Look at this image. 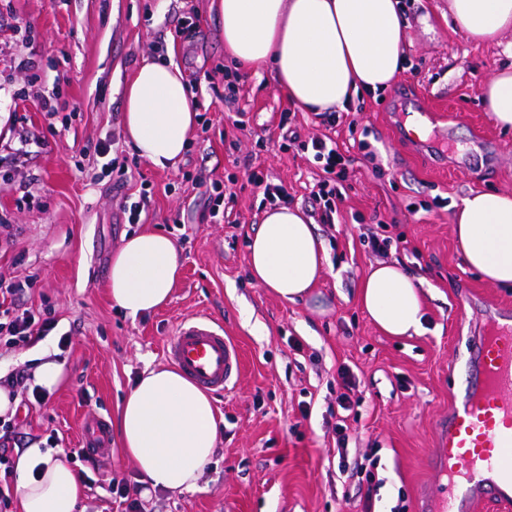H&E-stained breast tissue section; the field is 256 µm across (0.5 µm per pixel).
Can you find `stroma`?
Returning <instances> with one entry per match:
<instances>
[{
    "label": "stroma",
    "instance_id": "obj_1",
    "mask_svg": "<svg viewBox=\"0 0 512 512\" xmlns=\"http://www.w3.org/2000/svg\"><path fill=\"white\" fill-rule=\"evenodd\" d=\"M402 3L405 69L384 92L355 96L337 125L347 178L335 221L324 224L309 196L313 155L281 149L278 124L288 118L306 141L325 128L292 108L271 69L236 72L214 0H0V279L23 283L19 308L54 322L34 344L0 343V376L29 374L44 352L64 365L52 391L29 377L14 388L23 447L82 468L72 452L83 420L114 424L137 377L163 364L183 317L223 322L244 360L234 389L212 398L222 424L194 490H147L116 442L78 512H127L116 479L141 512H417L436 483V423L464 386L471 340L488 304L512 306V289L470 270L452 233L461 197L512 192V151L498 146L512 129L494 123L479 93L512 52L457 32L448 0ZM146 58L173 61L197 81L199 124L173 168L138 158L124 138V91ZM422 101L438 113L414 142L401 132ZM237 111L248 132L228 122ZM109 141L118 151L108 167L99 149ZM250 166L287 188L324 242L326 271L308 301L285 302L250 277L249 239L265 211L262 193L245 185ZM216 188L220 222L209 202ZM142 197L134 226L124 205ZM136 229L175 239L182 273L165 307L133 320L107 282L113 252ZM369 230L390 237L387 256L364 243ZM382 258L422 279L420 334L384 335L361 309L357 291ZM465 289L477 301L463 308L455 296ZM343 392L352 410L337 406ZM370 458L383 480L375 488L360 471Z\"/></svg>",
    "mask_w": 512,
    "mask_h": 512
}]
</instances>
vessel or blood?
Returning a JSON list of instances; mask_svg holds the SVG:
<instances>
[{"label": "vessel or blood", "instance_id": "obj_1", "mask_svg": "<svg viewBox=\"0 0 512 512\" xmlns=\"http://www.w3.org/2000/svg\"><path fill=\"white\" fill-rule=\"evenodd\" d=\"M164 356L185 376L215 394L231 391L240 375L239 346L222 322L204 315L182 319L164 344ZM85 450L105 452L112 437L102 418L82 428ZM432 465L439 482L423 512H473L476 504L512 502V317L475 337L464 396L439 427Z\"/></svg>", "mask_w": 512, "mask_h": 512}]
</instances>
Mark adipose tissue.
<instances>
[{
	"mask_svg": "<svg viewBox=\"0 0 512 512\" xmlns=\"http://www.w3.org/2000/svg\"><path fill=\"white\" fill-rule=\"evenodd\" d=\"M225 57L246 69H272L288 102L306 112L345 110L359 92L388 88L406 62L400 0H217ZM455 25L470 39L501 43L512 35V0H448ZM487 111L512 128V65L480 87ZM199 121V104L174 63L144 60L124 93L127 144L160 168L183 157ZM453 232L465 265L488 283L512 288V192H470L455 205ZM250 272L283 301L313 297L327 263L323 241L297 206L264 212L249 242ZM176 241L141 231L125 237L110 262L108 290L136 318L165 305L181 272ZM423 283L395 262L372 265L358 300L390 336L423 328ZM211 398L180 371L145 370L125 398L115 432L152 488H196L218 436ZM15 470L20 512H76L82 488L50 452L30 448Z\"/></svg>",
	"mask_w": 512,
	"mask_h": 512,
	"instance_id": "obj_1",
	"label": "adipose tissue"
}]
</instances>
